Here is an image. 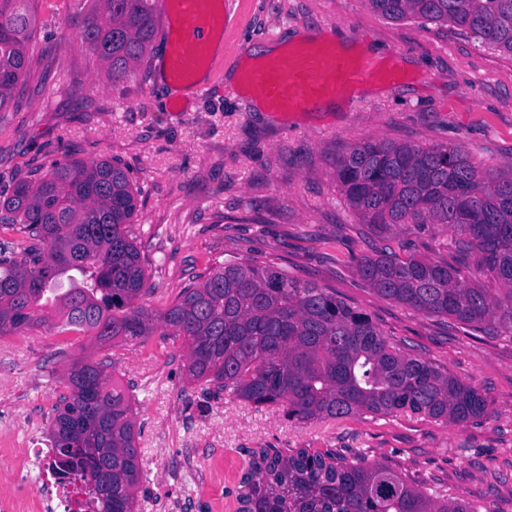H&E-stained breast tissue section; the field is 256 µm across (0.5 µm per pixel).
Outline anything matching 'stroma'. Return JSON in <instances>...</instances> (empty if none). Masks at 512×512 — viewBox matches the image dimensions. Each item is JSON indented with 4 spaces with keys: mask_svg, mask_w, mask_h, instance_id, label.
<instances>
[{
    "mask_svg": "<svg viewBox=\"0 0 512 512\" xmlns=\"http://www.w3.org/2000/svg\"><path fill=\"white\" fill-rule=\"evenodd\" d=\"M27 93L0 114V190L69 158L119 164L137 192L132 236L147 269L143 304L165 310L227 261L269 265L329 289L367 313L389 342L477 388L490 413L452 425L421 415L361 413L298 423L282 407L214 398L187 382L182 340L153 335L112 346L59 333L56 315L0 338V448L47 447L46 428L75 358L110 360L135 402L145 479L141 512H236L255 448H308L381 461L427 493L512 512V333L418 313L381 298L354 256L378 248L456 267L468 283L506 291L458 252L452 233L409 228L382 237L336 180V160L361 141L461 146L485 170L512 163V54L453 26L390 21L369 0H238L224 32L225 79L199 93L158 82L157 38L121 80L79 37L84 0H37ZM360 34L355 54L400 51L399 73L341 91L339 112H271L239 79L241 48L287 36Z\"/></svg>",
    "mask_w": 512,
    "mask_h": 512,
    "instance_id": "1",
    "label": "stroma"
}]
</instances>
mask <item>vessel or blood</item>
Masks as SVG:
<instances>
[{"instance_id":"1","label":"vessel or blood","mask_w":512,"mask_h":512,"mask_svg":"<svg viewBox=\"0 0 512 512\" xmlns=\"http://www.w3.org/2000/svg\"><path fill=\"white\" fill-rule=\"evenodd\" d=\"M158 6L167 44L166 77L189 83L206 69L213 80H221L222 63L211 57L210 45L213 31L224 28L230 19L229 6L213 8L212 0H159ZM374 72L371 63L354 58L325 35L251 70L246 81L268 110L296 112Z\"/></svg>"}]
</instances>
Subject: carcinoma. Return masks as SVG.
I'll return each instance as SVG.
<instances>
[{
    "label": "carcinoma",
    "mask_w": 512,
    "mask_h": 512,
    "mask_svg": "<svg viewBox=\"0 0 512 512\" xmlns=\"http://www.w3.org/2000/svg\"><path fill=\"white\" fill-rule=\"evenodd\" d=\"M35 0H0V112L20 102L31 63ZM79 31L114 79L152 45L157 0H87ZM392 21L448 23L512 53V0H369ZM336 179L363 223L379 233L440 226L459 250L512 296V168L481 174L458 145L362 142L336 163ZM137 198L109 160H67L37 181L0 191V336L43 320L101 343H133L162 330L186 346L188 383L218 398L281 405L299 421L359 412L421 414L451 423L482 417L474 387L403 353L371 317L318 285L269 266L228 261L182 288L155 313L140 300L146 268L129 233ZM380 297L418 313L485 323L512 333V306L466 284L452 266L391 250L356 259ZM109 365L88 356L63 373L47 437L56 474L81 482L90 512H136L143 483L139 432L129 395ZM238 512H477L411 486L383 462L306 448H261L241 479Z\"/></svg>",
    "instance_id": "obj_1"
}]
</instances>
